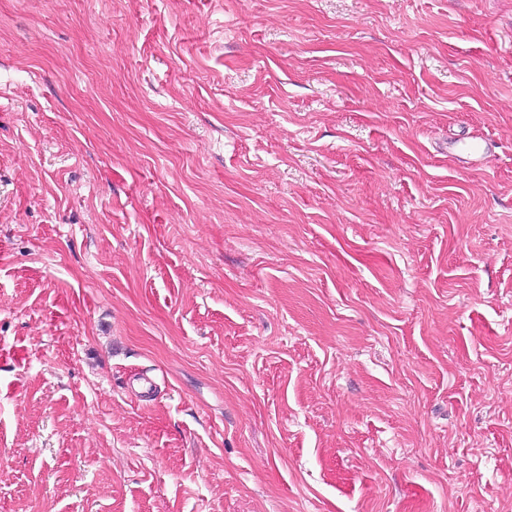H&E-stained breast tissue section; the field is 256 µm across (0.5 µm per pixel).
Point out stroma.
Listing matches in <instances>:
<instances>
[{
  "mask_svg": "<svg viewBox=\"0 0 512 512\" xmlns=\"http://www.w3.org/2000/svg\"><path fill=\"white\" fill-rule=\"evenodd\" d=\"M0 512H512V0H0Z\"/></svg>",
  "mask_w": 512,
  "mask_h": 512,
  "instance_id": "35a3bbf8",
  "label": "stroma"
}]
</instances>
